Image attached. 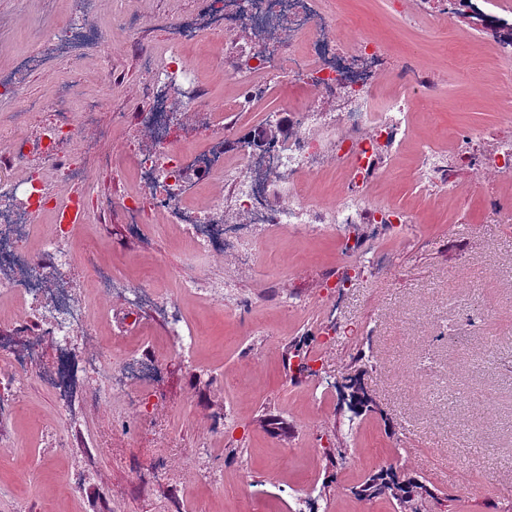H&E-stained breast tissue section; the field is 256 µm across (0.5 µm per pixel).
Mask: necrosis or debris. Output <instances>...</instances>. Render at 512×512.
<instances>
[{
  "label": "necrosis or debris",
  "instance_id": "4bbe7bcc",
  "mask_svg": "<svg viewBox=\"0 0 512 512\" xmlns=\"http://www.w3.org/2000/svg\"><path fill=\"white\" fill-rule=\"evenodd\" d=\"M199 25L176 20L179 47L164 57L149 56L142 82L151 101L141 123L152 143L144 150L127 143L139 175V187L117 199H101L89 190L93 179L84 149L111 135L98 115L102 100L83 95L88 79L74 69L58 94L48 99L23 95L36 56L21 59L0 74V299L18 313L0 325V423L24 406L16 383L46 341L61 350L73 337L84 339L82 362L46 378L58 394L81 378L105 375L113 393L148 385L160 370L156 357L120 347L97 334L91 304L80 288L70 287L73 269L103 296L126 309L157 307L166 313L170 347L195 345L198 330L189 328L180 311L182 296L200 290L223 296L221 281L201 282L189 268L173 271L170 287L148 288L117 281L111 270L93 260L92 247L80 242L71 213L84 223L100 222L119 211L126 223L152 235L166 225H180L196 253L232 250L241 264L257 266L258 245L246 227H291L304 236H321L350 224L403 228L414 220L411 201L371 202L368 190L385 163L378 139L401 147L413 112L429 110L440 89L431 77L415 72L413 90L380 98L384 49L366 36L356 56H349L329 30L334 16L327 0H203ZM254 31L241 44L242 29ZM207 43L212 69L237 80L238 92L216 102L202 88L199 67L183 46ZM288 75L312 90L307 100L290 104L295 129L285 143L255 148L236 134L235 120L269 90L270 81ZM340 120H332L331 112ZM205 114L207 144L195 149L172 134L173 120ZM24 167L23 178L12 172ZM336 172L342 189L330 201L307 188L310 173ZM281 201H268L271 187ZM51 213L53 224L39 233V219Z\"/></svg>",
  "mask_w": 512,
  "mask_h": 512
}]
</instances>
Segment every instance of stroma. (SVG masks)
I'll return each instance as SVG.
<instances>
[{
  "mask_svg": "<svg viewBox=\"0 0 512 512\" xmlns=\"http://www.w3.org/2000/svg\"><path fill=\"white\" fill-rule=\"evenodd\" d=\"M70 0H0V69L41 50L48 60L26 93L47 98L67 80L70 64L44 39L48 26L66 17ZM198 0H102L88 9L94 33L78 55L105 82L86 93L106 95L99 118L115 126L108 139L89 144L85 159L97 165L122 160L119 172L98 176L99 194L118 196L136 187L125 143L143 136L142 49L161 53L172 39L175 16L197 12ZM442 0H335L336 35L356 52L363 24L386 50L383 92L400 85L405 62L433 72L441 92L429 116H413L411 136L389 173L407 196L419 189L414 172L425 142L449 131L512 135L504 120L512 94L486 97L499 82L500 60L490 33L460 14L445 16ZM137 28L136 43L127 40ZM483 59L478 74H449L441 48ZM280 77L250 111L238 132L254 134L269 114L301 97ZM486 149L470 161L451 155L455 186L436 187L435 200L418 210L411 228L367 236L366 251H386L389 262L372 277L358 273L344 287L326 278L344 268L341 236L308 238L290 229L249 228L259 247L262 273L213 252L196 262L201 278H229L247 301L236 316L223 302L184 300V318L205 339L193 351L171 349L160 317L148 313L132 324L111 299L94 306L102 334L134 350L159 356L162 367L148 394L152 420L141 423L119 409L105 379L86 381L90 405L71 410L42 383L61 363L53 343L19 383L27 412L0 428V512H247L232 491L247 480L248 497L267 512H394L385 497L360 499L372 475L390 469L427 480L436 501L450 512H512V177L491 170ZM82 239L96 246L98 262L115 276L140 285L162 283L167 270L185 266L190 250L179 229L166 236L133 235L120 214L107 224H83ZM321 358L319 379L291 382L283 365L288 348ZM376 365L362 377L370 411L352 417L343 400L344 377L357 351ZM417 364L422 374H407ZM222 438H213L216 428ZM123 434L120 446L107 437ZM344 449L342 459L327 451Z\"/></svg>",
  "mask_w": 512,
  "mask_h": 512,
  "instance_id": "1",
  "label": "stroma"
}]
</instances>
